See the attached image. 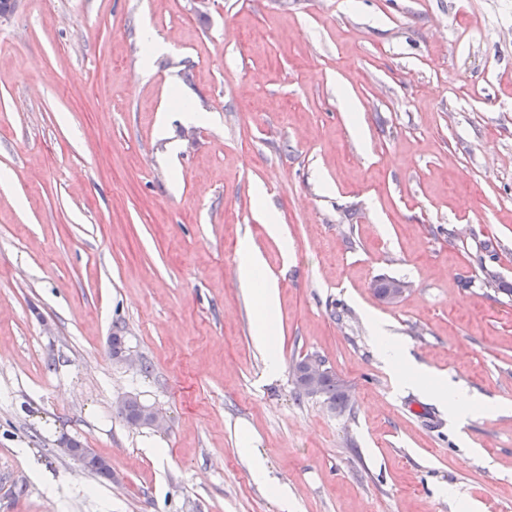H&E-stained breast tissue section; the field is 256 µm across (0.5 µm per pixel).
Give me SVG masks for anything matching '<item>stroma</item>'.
<instances>
[{
  "mask_svg": "<svg viewBox=\"0 0 512 512\" xmlns=\"http://www.w3.org/2000/svg\"><path fill=\"white\" fill-rule=\"evenodd\" d=\"M243 243L278 288L275 376ZM484 265L512 285V0L0 17V512H512V295ZM382 277L410 288L382 302ZM375 320L473 394L463 426L397 382ZM116 324L149 372L113 360ZM308 354L350 412L298 396ZM126 394L167 429L127 424ZM58 445L60 449L67 454H71L72 448H75L77 451L76 455L78 458L76 456L72 457L76 458L77 461L81 464V466L90 474L104 478L106 480L111 479L112 470L106 465V463L109 465L110 463H105L104 459L97 455L92 449L88 454L79 452L81 451L80 448H85L84 444L81 441L73 440L72 446V439L64 435L58 441Z\"/></svg>",
  "mask_w": 512,
  "mask_h": 512,
  "instance_id": "obj_1",
  "label": "stroma"
}]
</instances>
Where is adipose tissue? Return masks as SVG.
Segmentation results:
<instances>
[{
	"label": "adipose tissue",
	"mask_w": 512,
	"mask_h": 512,
	"mask_svg": "<svg viewBox=\"0 0 512 512\" xmlns=\"http://www.w3.org/2000/svg\"><path fill=\"white\" fill-rule=\"evenodd\" d=\"M240 254L239 277L244 287L250 292L255 310V335L266 351L267 370L273 375L281 367L280 354L274 343V317L278 304L277 287L266 278L265 263L260 253L245 245L241 247ZM373 330L383 360L396 369L401 381L426 384L431 387L436 396L451 397L457 410L456 421L460 423L466 421L473 401L466 390H449L447 383L443 380L422 373L406 347L395 337L389 336L381 322H374Z\"/></svg>",
	"instance_id": "obj_1"
}]
</instances>
